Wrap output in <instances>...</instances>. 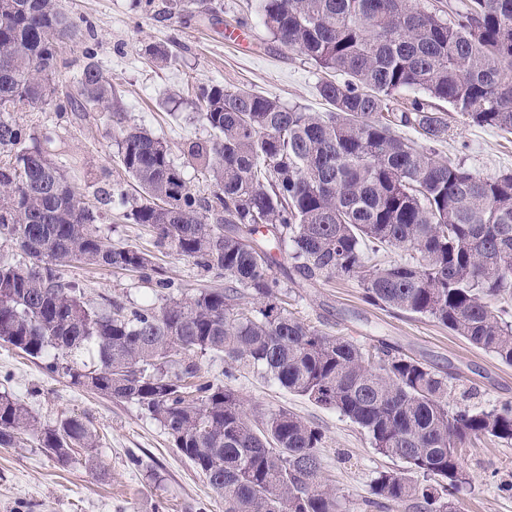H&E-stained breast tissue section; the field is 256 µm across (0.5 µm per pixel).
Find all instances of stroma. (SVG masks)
Here are the masks:
<instances>
[{
  "mask_svg": "<svg viewBox=\"0 0 512 512\" xmlns=\"http://www.w3.org/2000/svg\"><path fill=\"white\" fill-rule=\"evenodd\" d=\"M62 0L77 27L74 38L58 49L57 98L76 95L85 64V48L112 82L108 112H57L41 105L16 113L35 136L51 135L49 156L89 205L104 193L136 197L137 188L119 167L116 133L127 125L142 126L163 138L193 191L209 194L211 186L189 166L186 143L211 135L194 91L219 83L272 95L310 112L326 111L318 92L323 77L298 51L275 42L256 13V0ZM246 29L250 43L239 47L231 33ZM169 53L154 61L147 47ZM439 157L461 161L484 178L512 172V134L453 122L445 141L434 143ZM112 244L132 246L153 255L167 277L180 286L181 298L201 288H220L223 275L177 256L148 228L113 211L99 226ZM282 292L299 320L331 336H345L364 346L391 345L441 375H452L456 388L449 404L490 407L512 402V366L477 349L432 319L393 313L364 302L356 281L341 277L304 278L288 252H274ZM66 280L83 289L86 300L102 306L112 300L135 308L162 301L134 272L95 266L64 268ZM224 360L209 355L201 375L228 382L246 408L257 414L291 411L323 435L319 450L323 473L336 488L341 512H409L389 504L368 506L377 472L399 468V461L378 454L368 435L340 415L295 395L262 370L246 368L224 377ZM24 401L44 425L77 416L99 436L95 451L75 449L59 465L36 439L0 447V512H224L194 465L172 448L160 424L134 404L108 398L71 384L64 373H49L43 360L30 358L0 343V392ZM470 483L454 498L456 512H512V493L501 482L512 481V445L482 440L462 449ZM96 465H89V457Z\"/></svg>",
  "mask_w": 512,
  "mask_h": 512,
  "instance_id": "obj_1",
  "label": "stroma"
}]
</instances>
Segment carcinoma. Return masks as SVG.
Returning a JSON list of instances; mask_svg holds the SVG:
<instances>
[{
  "mask_svg": "<svg viewBox=\"0 0 512 512\" xmlns=\"http://www.w3.org/2000/svg\"><path fill=\"white\" fill-rule=\"evenodd\" d=\"M281 46L325 73L328 112L222 84L196 97L213 131L187 157L213 184L187 185L169 146L140 127L119 131L124 172L139 197H112L133 223L174 252L224 274L225 287L159 306L95 308L61 268L131 271L156 292L174 283L152 257L101 236L100 212L81 202L38 138L12 120L55 94L58 47L76 35L59 0H0V236L28 262L0 258V341L47 361L71 383L136 403L224 499V512H340L322 477V434L289 411L251 414L227 385L199 375V358H224V376L253 367L288 391L339 411L379 454L405 464L381 471L370 507L452 512L469 483L458 449L482 438L512 443V402L448 407V378L381 344L370 353L295 318L259 233L290 243L306 278L357 281L380 309L429 317L512 365V322L493 301L512 298V173L482 178L425 143L448 137L449 118L512 133V0H462L448 17L419 0H257ZM411 93L409 108L388 116ZM112 83L89 62L78 98L56 111L107 112ZM448 104L443 108L441 103ZM380 246L418 257L366 267ZM258 306L248 312L238 299ZM94 345L98 361L77 356ZM65 465L98 436L77 416L43 426L0 393V446L23 436Z\"/></svg>",
  "mask_w": 512,
  "mask_h": 512,
  "instance_id": "carcinoma-1",
  "label": "carcinoma"
}]
</instances>
